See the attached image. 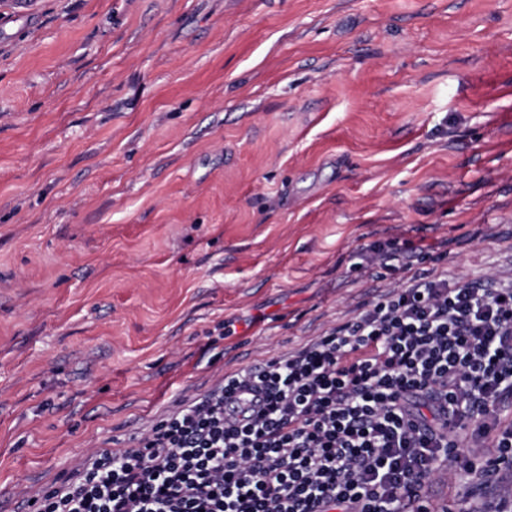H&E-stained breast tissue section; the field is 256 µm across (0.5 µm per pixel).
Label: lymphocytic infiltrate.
<instances>
[{"label":"lymphocytic infiltrate","instance_id":"1","mask_svg":"<svg viewBox=\"0 0 512 512\" xmlns=\"http://www.w3.org/2000/svg\"><path fill=\"white\" fill-rule=\"evenodd\" d=\"M466 455H459V448ZM512 471V280L419 274L288 356L225 375L103 448L36 512H436L451 474L488 512Z\"/></svg>","mask_w":512,"mask_h":512}]
</instances>
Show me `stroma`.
Segmentation results:
<instances>
[{
	"label": "stroma",
	"mask_w": 512,
	"mask_h": 512,
	"mask_svg": "<svg viewBox=\"0 0 512 512\" xmlns=\"http://www.w3.org/2000/svg\"><path fill=\"white\" fill-rule=\"evenodd\" d=\"M411 271L512 278V0H0V512Z\"/></svg>",
	"instance_id": "35a3bbf8"
}]
</instances>
